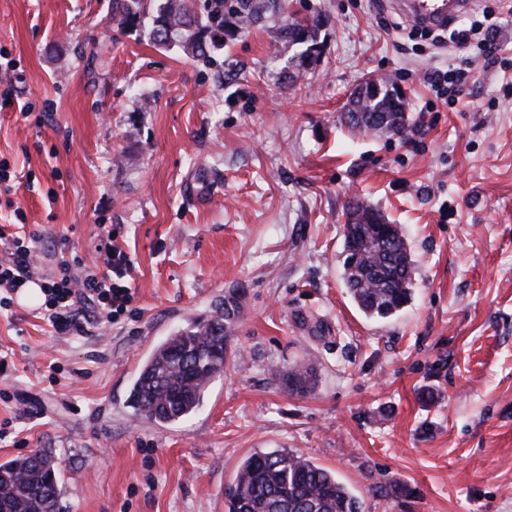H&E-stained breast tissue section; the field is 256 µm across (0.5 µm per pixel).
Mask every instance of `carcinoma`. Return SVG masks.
<instances>
[{
	"instance_id": "carcinoma-1",
	"label": "carcinoma",
	"mask_w": 512,
	"mask_h": 512,
	"mask_svg": "<svg viewBox=\"0 0 512 512\" xmlns=\"http://www.w3.org/2000/svg\"><path fill=\"white\" fill-rule=\"evenodd\" d=\"M270 0H207L203 12L193 0H112V19L129 29L153 17L151 39L162 46L177 42L205 63L212 52L265 21ZM326 18L293 17L279 31L284 48H294L297 69L318 37ZM383 82L356 89L346 112L348 127L365 132L372 125L352 121L354 113H380V131L394 136L408 127L404 101L388 95ZM343 278L359 310L369 318L397 314L411 299L414 267L398 225L377 209L360 203L348 207ZM241 313L238 297H224V307L175 331L145 361L133 381L128 406L137 416L159 425L185 420L203 401L211 382L226 372L236 355L230 347ZM293 393L314 384L311 368L296 365L285 375ZM60 474L56 459L36 451L0 464V512H60ZM226 512H361V503L332 471L286 449L256 452L238 467L224 489Z\"/></svg>"
}]
</instances>
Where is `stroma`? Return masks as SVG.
Here are the masks:
<instances>
[{
    "instance_id": "1",
    "label": "stroma",
    "mask_w": 512,
    "mask_h": 512,
    "mask_svg": "<svg viewBox=\"0 0 512 512\" xmlns=\"http://www.w3.org/2000/svg\"><path fill=\"white\" fill-rule=\"evenodd\" d=\"M281 3L208 67L113 22L112 0H0V226L22 210L44 268L59 242L95 259L112 233L137 291L79 336L37 306L0 310V464L54 456L62 512H224L240 463L286 448L363 512H512V0L456 23L493 31L491 61L391 0ZM317 13L323 56L298 77L276 32ZM436 69L465 70L458 103L425 87ZM372 77L404 89L408 139L341 123ZM355 200L401 225L414 261L388 319L344 285ZM229 294L239 364L177 424L133 416L145 358ZM299 362L304 395L282 383Z\"/></svg>"
}]
</instances>
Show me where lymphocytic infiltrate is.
<instances>
[{"label": "lymphocytic infiltrate", "mask_w": 512, "mask_h": 512, "mask_svg": "<svg viewBox=\"0 0 512 512\" xmlns=\"http://www.w3.org/2000/svg\"><path fill=\"white\" fill-rule=\"evenodd\" d=\"M38 238L35 231L23 235L0 231V240H6L8 250L6 261L0 262V309L8 307L9 293L36 279L44 294V317L58 333L84 331L76 307L80 301L101 307L111 319L128 311L135 298L129 284L132 260L119 245L104 242L102 261L89 263L74 254L58 262L52 272L41 273L33 250Z\"/></svg>", "instance_id": "1"}]
</instances>
